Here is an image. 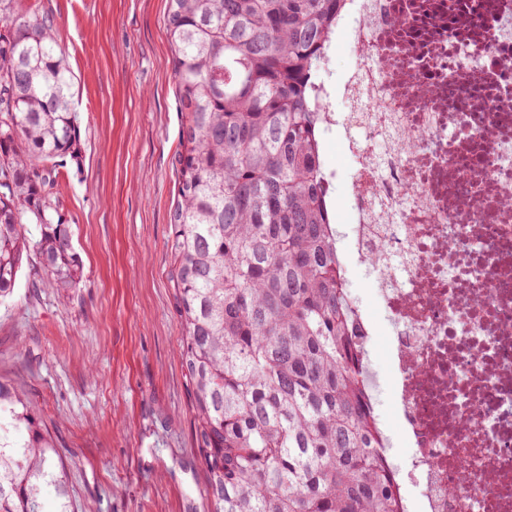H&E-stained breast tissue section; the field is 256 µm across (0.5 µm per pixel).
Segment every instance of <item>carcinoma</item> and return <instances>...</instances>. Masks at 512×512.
Listing matches in <instances>:
<instances>
[{
	"label": "carcinoma",
	"instance_id": "1",
	"mask_svg": "<svg viewBox=\"0 0 512 512\" xmlns=\"http://www.w3.org/2000/svg\"><path fill=\"white\" fill-rule=\"evenodd\" d=\"M341 0H168L182 115L170 280L216 512H404L359 364L324 187L315 74ZM53 16L0 0V299L34 254L81 264L55 197L78 159ZM36 224L32 237L27 225ZM30 401L0 384V512H72Z\"/></svg>",
	"mask_w": 512,
	"mask_h": 512
}]
</instances>
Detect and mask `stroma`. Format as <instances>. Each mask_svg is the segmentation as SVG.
Instances as JSON below:
<instances>
[{
    "label": "stroma",
    "instance_id": "stroma-1",
    "mask_svg": "<svg viewBox=\"0 0 512 512\" xmlns=\"http://www.w3.org/2000/svg\"><path fill=\"white\" fill-rule=\"evenodd\" d=\"M53 15L73 79L80 163L57 202L83 265L68 295L24 261L0 305V383L23 391L76 512H214L196 452L169 279L182 116L167 0H29ZM386 328L372 361L393 463L399 434Z\"/></svg>",
    "mask_w": 512,
    "mask_h": 512
}]
</instances>
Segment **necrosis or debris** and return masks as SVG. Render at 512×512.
<instances>
[{
    "instance_id": "4bbe7bcc",
    "label": "necrosis or debris",
    "mask_w": 512,
    "mask_h": 512,
    "mask_svg": "<svg viewBox=\"0 0 512 512\" xmlns=\"http://www.w3.org/2000/svg\"><path fill=\"white\" fill-rule=\"evenodd\" d=\"M315 101L353 165L344 267L389 322L406 512H512V0H343ZM349 103L338 110L337 98Z\"/></svg>"
}]
</instances>
